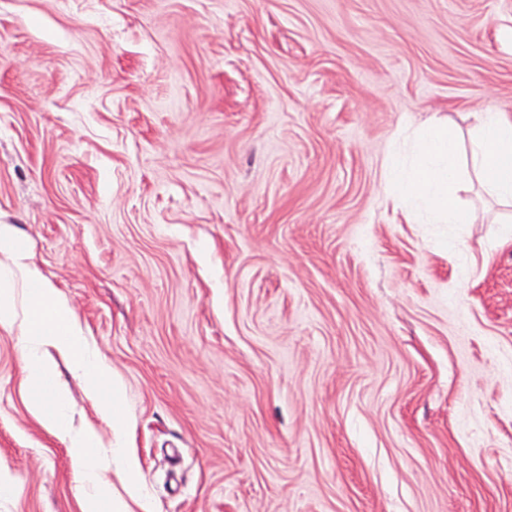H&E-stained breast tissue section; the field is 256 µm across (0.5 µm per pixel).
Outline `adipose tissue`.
Wrapping results in <instances>:
<instances>
[{
  "label": "adipose tissue",
  "mask_w": 512,
  "mask_h": 512,
  "mask_svg": "<svg viewBox=\"0 0 512 512\" xmlns=\"http://www.w3.org/2000/svg\"><path fill=\"white\" fill-rule=\"evenodd\" d=\"M414 151L418 161L405 169L392 163L390 178L400 193L423 207L437 224H465L468 216L443 185L455 179L460 158L452 122L431 124ZM473 168L487 192L512 203V118L487 106L478 130ZM0 328L17 331L34 413L56 437L64 440L80 467L81 512H128L112 500L100 462V444L93 427L72 431L64 416L67 391L58 379L55 357L67 360L89 395L102 398V415L114 417L122 388L107 366L91 351L84 329L60 292L41 271L15 225L0 223Z\"/></svg>",
  "instance_id": "obj_1"
}]
</instances>
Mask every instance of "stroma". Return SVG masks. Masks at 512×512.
I'll return each mask as SVG.
<instances>
[{"mask_svg":"<svg viewBox=\"0 0 512 512\" xmlns=\"http://www.w3.org/2000/svg\"><path fill=\"white\" fill-rule=\"evenodd\" d=\"M512 0H0V222L123 387L131 512H512ZM459 131L471 224L392 194ZM0 512H80L0 330ZM473 168L487 192L512 204V118L489 103L483 112Z\"/></svg>","mask_w":512,"mask_h":512,"instance_id":"obj_1","label":"stroma"}]
</instances>
